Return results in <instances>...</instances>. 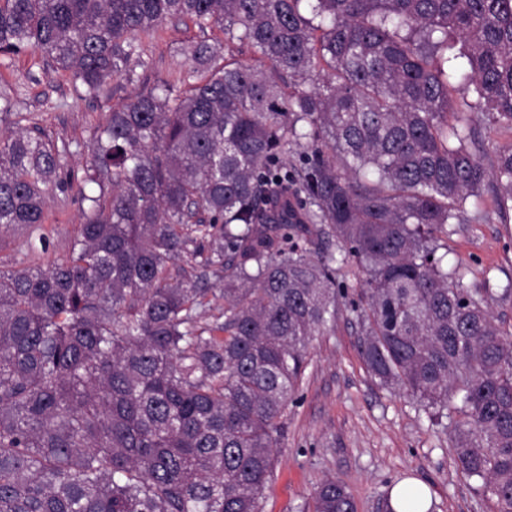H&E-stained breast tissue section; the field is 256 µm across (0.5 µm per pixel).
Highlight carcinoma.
<instances>
[{"instance_id": "obj_1", "label": "carcinoma", "mask_w": 512, "mask_h": 512, "mask_svg": "<svg viewBox=\"0 0 512 512\" xmlns=\"http://www.w3.org/2000/svg\"><path fill=\"white\" fill-rule=\"evenodd\" d=\"M172 17L269 68L190 44L183 93L139 92L94 133L69 257L0 270V512H262L342 305L371 377L458 413L457 470L512 512V339L437 255L469 198L512 203V146L448 124L451 71L512 129V0H0V54L38 51L93 98ZM68 153L37 126L0 138V233L43 223ZM313 512L356 504L329 479Z\"/></svg>"}]
</instances>
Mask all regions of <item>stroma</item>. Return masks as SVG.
Here are the masks:
<instances>
[{
    "label": "stroma",
    "mask_w": 512,
    "mask_h": 512,
    "mask_svg": "<svg viewBox=\"0 0 512 512\" xmlns=\"http://www.w3.org/2000/svg\"><path fill=\"white\" fill-rule=\"evenodd\" d=\"M220 35L216 27L200 32L188 19L167 20L159 39L144 44V64L134 80L114 76L95 98L83 96L40 53L0 55V135L17 130L19 114H31L46 140L72 143L65 166L80 169L108 112L135 93L176 82L188 68L183 48L201 37ZM467 210L480 213V220L450 225L440 243L449 263L460 264L466 288L492 294L494 320L504 335L512 336V209L499 211L486 190L469 199ZM82 221L76 190L51 192L42 226L48 250H30L28 230H6L0 234V270L46 268L68 258ZM358 342V324L346 310L334 328L313 340L300 391L282 418L263 512H304L329 478L346 483L356 512H383L392 487L408 480L426 485L433 512H497L495 500L479 482L453 464V419L432 422L429 410L406 392L379 385L362 362Z\"/></svg>",
    "instance_id": "stroma-1"
}]
</instances>
